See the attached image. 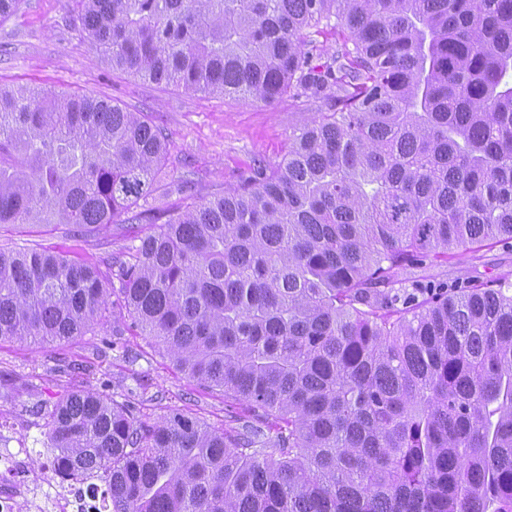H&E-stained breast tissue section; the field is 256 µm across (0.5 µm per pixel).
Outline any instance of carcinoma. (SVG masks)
<instances>
[{
  "instance_id": "cac0c4a2",
  "label": "carcinoma",
  "mask_w": 512,
  "mask_h": 512,
  "mask_svg": "<svg viewBox=\"0 0 512 512\" xmlns=\"http://www.w3.org/2000/svg\"><path fill=\"white\" fill-rule=\"evenodd\" d=\"M75 2L114 69L324 109L279 163L160 224L133 206L161 126L0 88V226L152 227L105 275L1 247L0 340L85 336L115 296L180 371L244 405L217 433L71 392L49 411L62 472L106 477L112 512H512V273L411 276L512 241V0Z\"/></svg>"
}]
</instances>
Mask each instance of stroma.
Segmentation results:
<instances>
[{"label":"stroma","mask_w":512,"mask_h":512,"mask_svg":"<svg viewBox=\"0 0 512 512\" xmlns=\"http://www.w3.org/2000/svg\"><path fill=\"white\" fill-rule=\"evenodd\" d=\"M72 0H20L0 17V87L24 86L111 101L163 127L167 156L156 175L157 189L139 209L164 211L180 206L177 184L189 182L194 198H207L236 186L256 160L275 163L303 112L320 103L281 97L271 104L159 86L112 69L77 31ZM148 226L115 216L97 235L84 238L65 224H15L0 228V243L38 247L104 267L110 253L137 244ZM512 272V246L493 244L464 254L460 263L426 264L422 275L450 280L477 275L494 279ZM123 335L111 325L65 343L0 342V424L9 445L29 451L28 466L38 472L51 441L47 415L30 411L33 403H55L73 391L110 389L129 401L146 420L172 411L197 418L210 430L223 431L229 401L180 372L154 340L117 315Z\"/></svg>","instance_id":"1"}]
</instances>
